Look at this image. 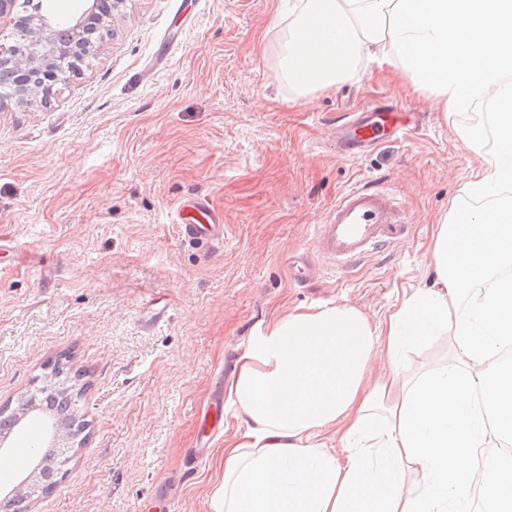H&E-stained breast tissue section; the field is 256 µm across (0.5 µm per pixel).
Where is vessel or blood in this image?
Here are the masks:
<instances>
[{"instance_id": "vessel-or-blood-1", "label": "vessel or blood", "mask_w": 512, "mask_h": 512, "mask_svg": "<svg viewBox=\"0 0 512 512\" xmlns=\"http://www.w3.org/2000/svg\"><path fill=\"white\" fill-rule=\"evenodd\" d=\"M416 122V113L405 107L369 104L346 115L336 130V149L349 157L361 156L383 138L413 129ZM176 222L185 239L208 246L224 240L222 219L204 200L180 205ZM406 230L404 202L383 188L365 184L348 190L329 210L318 228L315 247L334 267L345 270L394 246ZM208 413L198 412L195 443L187 451L196 464L206 460L216 434Z\"/></svg>"}]
</instances>
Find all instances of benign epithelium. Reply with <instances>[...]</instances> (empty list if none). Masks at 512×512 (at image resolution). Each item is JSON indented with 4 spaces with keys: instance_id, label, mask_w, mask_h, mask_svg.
Returning <instances> with one entry per match:
<instances>
[{
    "instance_id": "1",
    "label": "benign epithelium",
    "mask_w": 512,
    "mask_h": 512,
    "mask_svg": "<svg viewBox=\"0 0 512 512\" xmlns=\"http://www.w3.org/2000/svg\"><path fill=\"white\" fill-rule=\"evenodd\" d=\"M125 3L126 0H92L85 13L71 19L66 42L62 45L53 18L42 10V0H0V16L21 6L14 17V38L8 43L0 42V77L9 73L14 78L11 97L26 104L47 101L54 95L55 86L67 84L80 71L76 63L63 66V57L96 51L97 42L89 33L106 29L112 18L122 12ZM11 415L18 423L29 419L42 423L40 447L67 455L76 452L73 428L64 420L44 418L35 398L21 396ZM43 480V472L37 467L13 477L0 492V512H11L13 501L27 496Z\"/></svg>"
}]
</instances>
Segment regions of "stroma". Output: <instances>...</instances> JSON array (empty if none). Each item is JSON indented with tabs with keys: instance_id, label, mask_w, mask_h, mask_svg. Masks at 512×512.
<instances>
[{
	"instance_id": "obj_1",
	"label": "stroma",
	"mask_w": 512,
	"mask_h": 512,
	"mask_svg": "<svg viewBox=\"0 0 512 512\" xmlns=\"http://www.w3.org/2000/svg\"><path fill=\"white\" fill-rule=\"evenodd\" d=\"M278 5L128 0L50 104L0 107V403L64 355L87 386L86 444L35 512H139L162 484L170 512H211L241 419L227 404L210 457L191 468L195 417L273 319L344 304L377 325L434 275L431 237L480 169L463 118L381 58L296 97L277 78L291 22ZM375 100L426 120L361 158L338 155L337 117ZM365 182L405 201L401 242L295 284L289 257ZM188 198L222 215L223 243L182 238L173 219ZM153 307L168 318L149 324ZM453 348L441 336L401 360L413 375Z\"/></svg>"
}]
</instances>
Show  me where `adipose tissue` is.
Wrapping results in <instances>:
<instances>
[{
	"instance_id": "obj_1",
	"label": "adipose tissue",
	"mask_w": 512,
	"mask_h": 512,
	"mask_svg": "<svg viewBox=\"0 0 512 512\" xmlns=\"http://www.w3.org/2000/svg\"><path fill=\"white\" fill-rule=\"evenodd\" d=\"M432 256L433 283L386 324L344 305L295 311L244 355L230 396L245 429L224 445L212 512H473L481 496L512 512V463L495 480L483 465L512 430V366L493 359L512 341V209L455 214ZM447 332L450 362L403 374L405 349ZM330 428L340 449L318 440Z\"/></svg>"
}]
</instances>
